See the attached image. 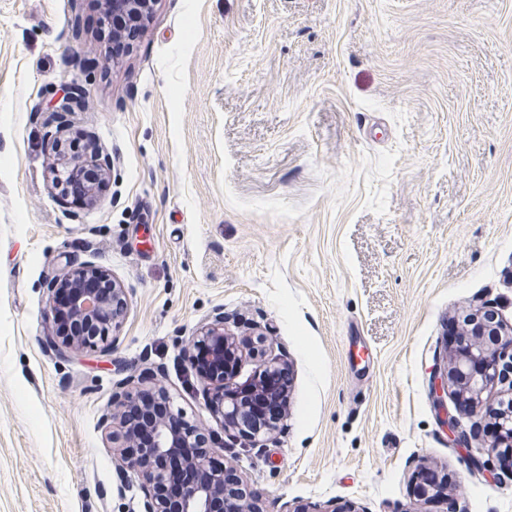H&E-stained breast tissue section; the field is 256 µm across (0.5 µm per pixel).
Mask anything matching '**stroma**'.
<instances>
[{
    "instance_id": "obj_1",
    "label": "stroma",
    "mask_w": 512,
    "mask_h": 512,
    "mask_svg": "<svg viewBox=\"0 0 512 512\" xmlns=\"http://www.w3.org/2000/svg\"><path fill=\"white\" fill-rule=\"evenodd\" d=\"M74 85L113 161L92 205L49 179L42 108ZM88 263L127 312L63 353L44 284ZM484 302L512 323V0H157L119 59L87 0H0V512H141L112 395L152 377L215 430L184 361L217 311L289 367L282 430L207 450L265 512H512L430 398Z\"/></svg>"
}]
</instances>
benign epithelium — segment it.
I'll return each mask as SVG.
<instances>
[{"label":"benign epithelium","mask_w":512,"mask_h":512,"mask_svg":"<svg viewBox=\"0 0 512 512\" xmlns=\"http://www.w3.org/2000/svg\"><path fill=\"white\" fill-rule=\"evenodd\" d=\"M156 0H112L113 7L131 11L132 15L144 17ZM83 106V91L79 87L66 92L54 101L46 111L57 117L56 129L69 124L68 116ZM92 165L97 168L99 178L106 180L111 168L108 157L96 148L82 156L57 159V167L52 170V182L60 186L63 176L80 168ZM48 303L51 313H56L60 304L69 310L74 320L97 325L108 336L117 326L118 319L127 307V289L121 287L103 268L86 264L83 267L52 278L47 283ZM453 331L471 336L465 352L447 350L446 365L437 375L431 398L437 408L445 406V396L453 393L456 402L468 406L472 413H484L499 420V436L490 438L485 445L488 459L482 460L472 454L471 460L481 468L500 463L503 452L512 453V407L500 411L495 404H487L483 394L487 387L496 383L512 393V324L500 318L498 311L488 305L467 307L453 321ZM61 350L79 351L95 346V340L81 336L55 334ZM205 344L212 345L211 362L214 371L199 374L202 391L205 393L209 412L237 429L238 434L253 442L261 435L274 430L285 416L287 404L286 390L277 391L264 383V378L278 370L280 363L269 354L270 345L258 348L249 339H239L224 326V314H217L213 320L201 327L192 348ZM247 349L254 370L246 387L255 395L258 405H279L276 415H263L257 408H249L235 396L228 394L237 385L238 369L224 367L228 353L235 358L242 356ZM157 394L167 397L162 389L141 388L136 392L120 394V411L112 414L118 421V436L133 441L135 426L128 417L129 407L140 398ZM153 445L149 455L141 457L131 446L121 450L120 460L126 466L138 471L143 479L141 490L144 496V512H168V504L161 494L162 488L170 482L172 474L168 466L169 458L179 448L188 446L185 431L168 421L157 422L151 427ZM224 498V512H264L250 498V491L234 473V466L224 465L220 472L210 474L204 481L188 487L184 493L180 512H213L214 499Z\"/></svg>","instance_id":"obj_1"}]
</instances>
